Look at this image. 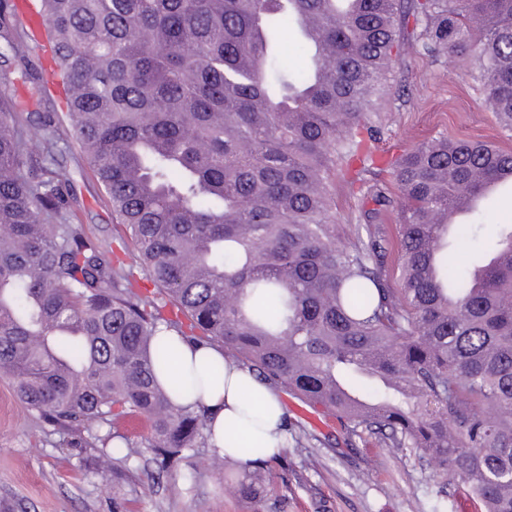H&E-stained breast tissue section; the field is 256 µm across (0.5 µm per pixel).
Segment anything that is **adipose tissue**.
<instances>
[{
  "label": "adipose tissue",
  "mask_w": 512,
  "mask_h": 512,
  "mask_svg": "<svg viewBox=\"0 0 512 512\" xmlns=\"http://www.w3.org/2000/svg\"><path fill=\"white\" fill-rule=\"evenodd\" d=\"M162 335L175 346L168 377L194 372L203 378L200 401L210 415L211 442L221 455L246 463L271 459L286 448L284 409L276 391L225 359L218 347L185 344L167 329Z\"/></svg>",
  "instance_id": "adipose-tissue-1"
}]
</instances>
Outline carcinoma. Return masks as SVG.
Wrapping results in <instances>:
<instances>
[{"instance_id":"1","label":"carcinoma","mask_w":512,"mask_h":512,"mask_svg":"<svg viewBox=\"0 0 512 512\" xmlns=\"http://www.w3.org/2000/svg\"><path fill=\"white\" fill-rule=\"evenodd\" d=\"M338 3L40 0L65 117L153 289L132 288L125 263L72 222L60 117H40L33 149L1 96L0 375L68 447L101 442L104 472L127 441L118 421L146 418L157 473L173 476L208 416L172 401L200 380L158 382L174 355L163 326L336 412L347 439L432 462L433 512L450 495L512 512V222L466 258L483 207L437 241L478 182L512 185V153L432 139L387 162L399 194L375 192L367 217L395 208L394 240L371 223L344 244L333 213L336 162L358 179L383 171L365 153L379 133L370 109L408 26L431 55L473 62L512 132V0ZM11 17L0 0V57L22 60ZM290 32L295 69L281 61ZM265 464L243 465L241 495L265 486Z\"/></svg>"}]
</instances>
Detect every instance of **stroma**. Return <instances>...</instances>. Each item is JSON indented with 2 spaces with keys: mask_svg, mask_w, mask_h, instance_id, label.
<instances>
[{
  "mask_svg": "<svg viewBox=\"0 0 512 512\" xmlns=\"http://www.w3.org/2000/svg\"><path fill=\"white\" fill-rule=\"evenodd\" d=\"M25 58L23 66L0 62V95L24 113H62L60 95L35 93L24 75V66H39L41 47L27 44ZM372 121L379 129L376 152L391 158L434 137L490 141L512 150V137L483 104L470 63L432 56L414 41L387 73ZM60 135L59 171L79 221L88 235L118 246L122 228L101 184L68 129ZM373 188L336 181L342 239H350L351 225L365 223ZM325 419L322 426L290 428L287 448L271 464L267 494L252 500L226 482L240 473V464L215 463L205 441L188 451L177 479L157 477L144 420L130 426L128 458L102 474L94 466V449L64 446L62 434L30 415L0 376V501L18 503L23 512H112L116 506L122 512H431L439 485L433 467L409 451L381 447L374 436L345 445L335 416ZM283 473L290 479L286 493L278 480Z\"/></svg>",
  "mask_w": 512,
  "mask_h": 512,
  "instance_id": "obj_1",
  "label": "stroma"
}]
</instances>
